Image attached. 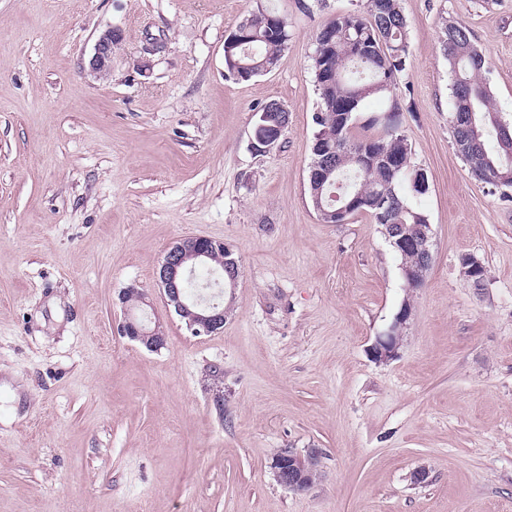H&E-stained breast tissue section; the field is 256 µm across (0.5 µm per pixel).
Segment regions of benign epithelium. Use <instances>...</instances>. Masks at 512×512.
Returning <instances> with one entry per match:
<instances>
[{"instance_id": "obj_1", "label": "benign epithelium", "mask_w": 512, "mask_h": 512, "mask_svg": "<svg viewBox=\"0 0 512 512\" xmlns=\"http://www.w3.org/2000/svg\"><path fill=\"white\" fill-rule=\"evenodd\" d=\"M120 42L121 33L115 28L100 33L88 59L89 71L100 78L108 76L112 71V50ZM284 131L285 127L274 126L264 134L255 136V149L260 152L271 150L277 146ZM334 170V158L326 154L314 162L312 174L316 181L322 182L329 179ZM382 233L394 248L400 251L412 249L421 256L420 267L414 270L402 269L406 286L419 287L423 284L433 259L431 225L416 224L410 228L405 224H386ZM218 249L226 254L224 274L227 275V279L224 280V285L232 288L239 276V264L233 250L221 241L204 236H187L176 241L166 253L157 272L167 305L185 321L187 329L194 336H208L224 327V308L204 301L198 296L191 298L184 289V283L193 276L197 268L205 264L213 251ZM482 270L484 265L475 256L462 257V274L478 291L485 286V280L480 277ZM410 315V304L405 301L388 330L378 336L372 345L371 354L375 361L388 362L397 356ZM121 332L150 351L158 350L164 345V334L160 324H150L146 315L129 316L123 323ZM320 465L321 452L316 448H309L303 453L292 448H283L274 456L272 469L277 482L284 488L302 491L310 487L308 477L319 470Z\"/></svg>"}]
</instances>
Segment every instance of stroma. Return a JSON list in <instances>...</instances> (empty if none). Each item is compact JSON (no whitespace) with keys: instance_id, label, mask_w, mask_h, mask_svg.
I'll return each instance as SVG.
<instances>
[{"instance_id":"obj_1","label":"stroma","mask_w":512,"mask_h":512,"mask_svg":"<svg viewBox=\"0 0 512 512\" xmlns=\"http://www.w3.org/2000/svg\"><path fill=\"white\" fill-rule=\"evenodd\" d=\"M270 2L288 46L244 81L224 40L260 0H0V512H512V201L456 150L438 43L443 21L465 24L512 117V0H403L406 67L357 116V135H381L367 120L397 100L426 176L433 260L416 289L369 216L326 224L309 201L315 34L366 0ZM111 27L98 79L85 63ZM273 100L288 127L260 153ZM192 235L240 264L208 336L155 279ZM128 288L161 349L121 334ZM406 301L398 355L376 362ZM282 448L320 449L311 488L277 482ZM118 29L109 28L97 37L93 52L88 59V69L100 78L107 77L112 71V50L121 42ZM483 270L485 273L486 269L483 263L473 255H465L461 259V271L464 277L472 284V286L480 291L485 286L486 274L483 275V279L480 277V272Z\"/></svg>"}]
</instances>
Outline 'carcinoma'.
Masks as SVG:
<instances>
[{
  "label": "carcinoma",
  "mask_w": 512,
  "mask_h": 512,
  "mask_svg": "<svg viewBox=\"0 0 512 512\" xmlns=\"http://www.w3.org/2000/svg\"><path fill=\"white\" fill-rule=\"evenodd\" d=\"M250 37L224 55L228 74L235 75L237 63L250 64L257 76L272 71L288 46V23L274 10L259 5L241 22ZM439 44L453 73L452 127L455 142L466 143L459 151L479 180L491 183L494 170L512 168V152L501 148L497 127L500 121L491 110L492 90L485 77V56L471 39L469 28L459 22L445 24ZM408 55V25L401 0H368L366 14H339L318 29L311 68L320 94L317 131L312 158L336 155V173L331 181L314 188L316 203L336 210L331 194L362 191L383 207L364 205L341 218L367 214L376 224H426L427 215L411 201L425 192V177L411 163L412 149L406 137L393 127L377 138L358 137L353 128L364 101L392 92L396 75L405 69ZM342 112L350 113L347 122ZM207 272L188 284L193 294L208 292L211 301L224 304L223 291L208 284L211 272H224V254L207 260Z\"/></svg>",
  "instance_id": "cac0c4a2"
}]
</instances>
